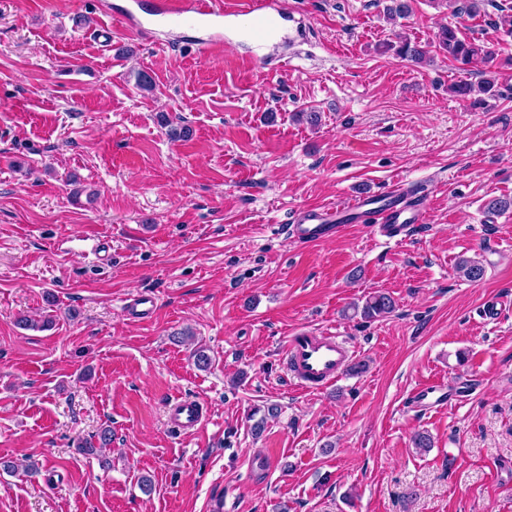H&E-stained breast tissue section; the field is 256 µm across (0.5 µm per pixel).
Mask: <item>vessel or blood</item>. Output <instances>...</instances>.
<instances>
[{
	"label": "vessel or blood",
	"instance_id": "b4317fda",
	"mask_svg": "<svg viewBox=\"0 0 512 512\" xmlns=\"http://www.w3.org/2000/svg\"><path fill=\"white\" fill-rule=\"evenodd\" d=\"M150 14L156 22L204 31V38L195 43L196 53L203 57H216L233 44L248 43L252 62L262 69L269 66L262 48L283 37L291 20L280 0H154ZM432 193L429 187L411 193L398 181L381 192L360 193L339 204L299 208L285 232L295 243L310 246L342 234L351 224L366 222L370 234L397 243L424 223ZM156 307L155 295L142 292L128 297L122 312L131 320H147ZM281 349L293 384L305 391L335 383L354 357L343 336L315 328L284 336ZM443 395V385H424L410 394L409 405L423 410L437 405ZM168 419L185 435L195 433L206 421L202 404L187 396L170 401Z\"/></svg>",
	"mask_w": 512,
	"mask_h": 512
}]
</instances>
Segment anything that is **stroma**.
I'll return each mask as SVG.
<instances>
[{
    "label": "stroma",
    "instance_id": "obj_1",
    "mask_svg": "<svg viewBox=\"0 0 512 512\" xmlns=\"http://www.w3.org/2000/svg\"><path fill=\"white\" fill-rule=\"evenodd\" d=\"M127 2L0 0V462L38 468L0 470V512H210L218 496L224 512H512V312L480 316L512 293V210H485L512 197V65L475 107L448 87L480 82L479 66L378 50L452 24L512 57L498 28L512 0L458 16L410 0L405 17L390 0H287L306 35L267 47L291 60L269 73L246 44L205 59L187 48L197 31L132 32ZM162 115L191 138L171 140ZM398 179L437 187L402 244L361 224L308 247L287 237L297 208ZM80 234L109 255L67 253ZM464 257L481 280L459 274ZM137 292L157 298L149 320L121 313ZM377 292L393 313L345 315ZM51 298L52 329L17 326ZM304 328L345 336L365 370L291 385L282 338ZM186 330L208 368L173 341ZM432 381L470 392L411 409ZM185 392L209 414L191 436L166 421ZM266 404L280 413L252 435ZM104 427L111 445L80 454ZM512 307L511 294H501L482 303L481 315L488 322L497 321L504 311Z\"/></svg>",
    "mask_w": 512,
    "mask_h": 512
}]
</instances>
